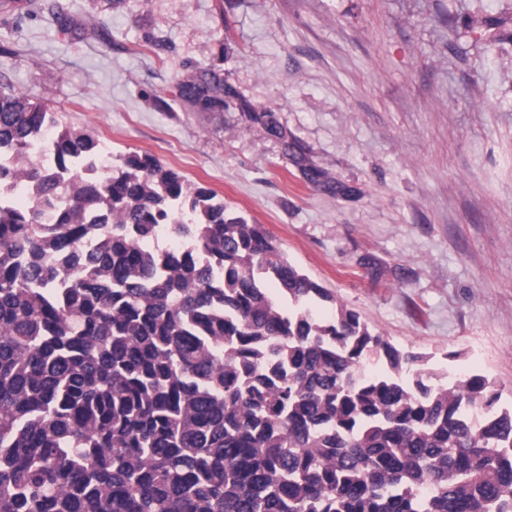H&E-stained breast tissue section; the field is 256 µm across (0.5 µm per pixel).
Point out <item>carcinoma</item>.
Returning a JSON list of instances; mask_svg holds the SVG:
<instances>
[{"label":"carcinoma","mask_w":512,"mask_h":512,"mask_svg":"<svg viewBox=\"0 0 512 512\" xmlns=\"http://www.w3.org/2000/svg\"><path fill=\"white\" fill-rule=\"evenodd\" d=\"M235 98L213 67L176 86L193 112ZM47 128L24 204L0 166V512H512L488 378L432 382L342 304L318 321L333 297L262 225L149 154L93 167V133L0 90V150L25 159ZM160 224L193 250H144Z\"/></svg>","instance_id":"cac0c4a2"}]
</instances>
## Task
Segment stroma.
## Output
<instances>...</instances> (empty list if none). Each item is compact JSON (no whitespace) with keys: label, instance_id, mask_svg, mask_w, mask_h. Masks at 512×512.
<instances>
[{"label":"stroma","instance_id":"obj_1","mask_svg":"<svg viewBox=\"0 0 512 512\" xmlns=\"http://www.w3.org/2000/svg\"><path fill=\"white\" fill-rule=\"evenodd\" d=\"M44 2L70 30L0 11V88L213 190L334 296L321 317L345 305L512 404V0ZM193 64L222 70L228 110L175 102ZM289 147L292 150V157L295 164L301 168L306 178L312 184L321 186L325 191L329 192H333L336 189L335 184L323 180V174L319 170L307 164L305 154L299 146L291 144Z\"/></svg>","mask_w":512,"mask_h":512}]
</instances>
